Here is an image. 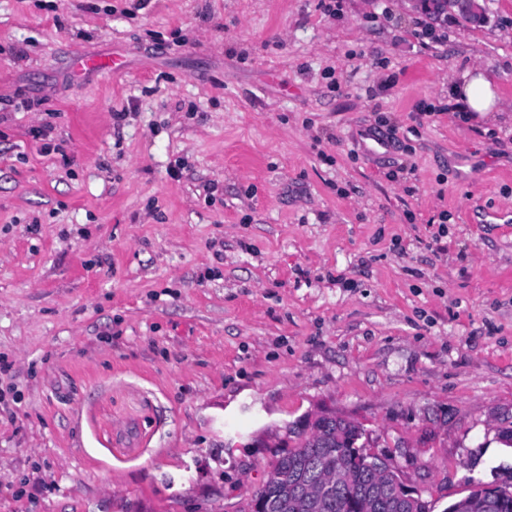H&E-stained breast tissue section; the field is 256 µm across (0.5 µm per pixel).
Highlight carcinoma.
I'll return each mask as SVG.
<instances>
[{
  "instance_id": "obj_1",
  "label": "carcinoma",
  "mask_w": 512,
  "mask_h": 512,
  "mask_svg": "<svg viewBox=\"0 0 512 512\" xmlns=\"http://www.w3.org/2000/svg\"><path fill=\"white\" fill-rule=\"evenodd\" d=\"M289 433L265 479L264 494L280 498V512H394L386 494L392 479L363 464L364 428L355 420L332 413ZM446 512H512V485L478 487Z\"/></svg>"
}]
</instances>
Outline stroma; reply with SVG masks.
<instances>
[{
    "label": "stroma",
    "mask_w": 512,
    "mask_h": 512,
    "mask_svg": "<svg viewBox=\"0 0 512 512\" xmlns=\"http://www.w3.org/2000/svg\"><path fill=\"white\" fill-rule=\"evenodd\" d=\"M485 6L0 0V512H239L320 409L429 512L494 480L512 0ZM470 67L497 121L454 113ZM382 122L407 148L374 151ZM424 11L432 9L433 1L447 0H419ZM479 0H448L447 9L454 11L456 14H463L468 22L474 25H481L485 22V9L479 3ZM75 70L78 74H94L102 72L117 73L123 70V65L117 57L77 53L74 57ZM383 460L388 468V471H392L395 474V482L398 486V490L401 493L399 494V498L394 502V508L397 512H404V509L409 508V503L413 501H418L421 498V492L419 490H413L398 474L396 470L390 464V459L383 457ZM416 495V496H414Z\"/></svg>",
    "instance_id": "35a3bbf8"
}]
</instances>
